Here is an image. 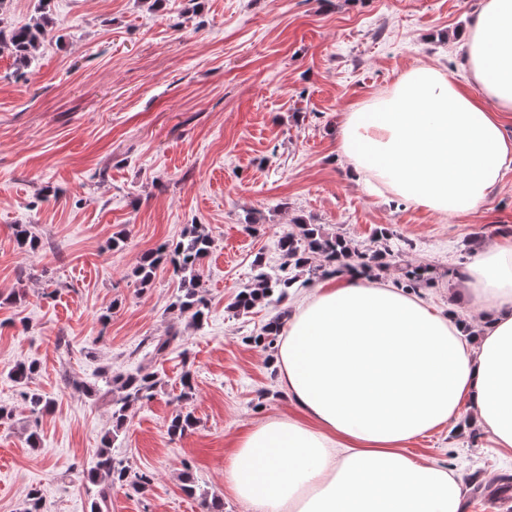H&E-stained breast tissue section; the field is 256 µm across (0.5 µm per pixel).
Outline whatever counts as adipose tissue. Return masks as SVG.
I'll list each match as a JSON object with an SVG mask.
<instances>
[{
	"label": "adipose tissue",
	"mask_w": 512,
	"mask_h": 512,
	"mask_svg": "<svg viewBox=\"0 0 512 512\" xmlns=\"http://www.w3.org/2000/svg\"><path fill=\"white\" fill-rule=\"evenodd\" d=\"M465 39L481 97L417 64L346 112L340 146L359 181L470 213L512 165V0H482ZM466 279L481 312L474 347L453 316L363 277L328 279L297 303L276 352L296 413L240 435L224 471L248 512H462L461 477L401 446L468 407L512 450V247L482 252Z\"/></svg>",
	"instance_id": "ef3b65f1"
}]
</instances>
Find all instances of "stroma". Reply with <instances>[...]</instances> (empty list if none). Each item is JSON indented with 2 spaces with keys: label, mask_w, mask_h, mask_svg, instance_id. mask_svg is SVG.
I'll list each match as a JSON object with an SVG mask.
<instances>
[{
  "label": "stroma",
  "mask_w": 512,
  "mask_h": 512,
  "mask_svg": "<svg viewBox=\"0 0 512 512\" xmlns=\"http://www.w3.org/2000/svg\"><path fill=\"white\" fill-rule=\"evenodd\" d=\"M481 0H51L55 38L22 69L0 50V512H22L39 490L43 512H91L84 479L105 438L146 493L112 490V512H246L224 484L235 439L290 412L274 350L250 343L275 314L230 311L256 257L277 265L294 220L322 225L364 251L386 228L405 246L398 266L426 264L417 297L468 318L461 276L491 243L512 244V169L468 214L440 215L358 184L341 156L345 112L388 91L413 64L445 73L472 95L468 46ZM257 218L245 231L246 218ZM29 225L21 250L13 225ZM200 224L214 247L200 267L210 307L203 328L156 356L154 399L134 404L120 430L112 408L74 382L134 372L151 338L174 323L180 277L159 265L150 287L142 256ZM125 234L122 248L110 245ZM37 362L28 385L9 377ZM191 372L196 427L167 428ZM51 401L32 416L24 391ZM466 426L405 444L407 454L459 472L463 512H512L497 496L512 462L492 448L473 413ZM37 434L29 444V434ZM190 471L195 495L180 475Z\"/></svg>",
  "instance_id": "1"
}]
</instances>
